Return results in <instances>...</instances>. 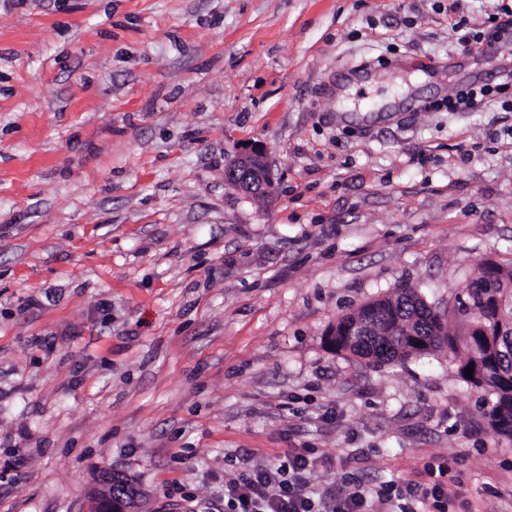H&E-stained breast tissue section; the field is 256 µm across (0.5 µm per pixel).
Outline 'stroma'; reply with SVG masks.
I'll return each instance as SVG.
<instances>
[{
    "mask_svg": "<svg viewBox=\"0 0 512 512\" xmlns=\"http://www.w3.org/2000/svg\"><path fill=\"white\" fill-rule=\"evenodd\" d=\"M512 0H0V512H224L243 463L309 484L447 463V512H512V440L440 354L331 351L407 283L455 304L512 261V112L457 26ZM256 144L274 193L225 168ZM499 71L501 74V82L496 84L494 87L492 86H480L478 88H468L466 90H461L459 94H457L456 103H448L449 111H456L458 105H463L467 109L476 108L482 104H485L484 101L490 96H495L492 93L495 91L497 94H504L512 89V70L507 68H501ZM103 491L99 492L94 498L92 508L90 512H105V498L109 497L112 490V498L115 501H123L128 504L134 505L137 496L139 495L138 490L129 479L126 478H115L110 477L103 483Z\"/></svg>",
    "mask_w": 512,
    "mask_h": 512,
    "instance_id": "35a3bbf8",
    "label": "stroma"
}]
</instances>
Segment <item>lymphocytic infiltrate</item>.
<instances>
[{"mask_svg": "<svg viewBox=\"0 0 512 512\" xmlns=\"http://www.w3.org/2000/svg\"><path fill=\"white\" fill-rule=\"evenodd\" d=\"M311 467L305 454L291 451L278 462L238 473L224 483V512H372L378 500L390 504L391 512H417L415 486L370 491L343 484L319 494L308 488Z\"/></svg>", "mask_w": 512, "mask_h": 512, "instance_id": "1", "label": "lymphocytic infiltrate"}]
</instances>
